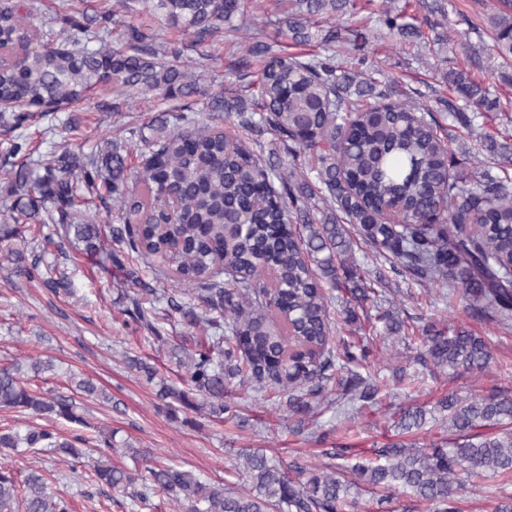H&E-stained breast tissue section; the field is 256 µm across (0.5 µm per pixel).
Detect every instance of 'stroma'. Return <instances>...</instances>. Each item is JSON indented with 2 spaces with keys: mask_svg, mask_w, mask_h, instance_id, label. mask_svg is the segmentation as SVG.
Instances as JSON below:
<instances>
[{
  "mask_svg": "<svg viewBox=\"0 0 512 512\" xmlns=\"http://www.w3.org/2000/svg\"><path fill=\"white\" fill-rule=\"evenodd\" d=\"M442 2L452 29L469 32L473 23L478 30L469 32L471 41L489 40L488 18L494 0ZM355 4L342 22L360 37L337 47L340 68L347 71L366 61L382 86L393 88L398 101L424 103L448 97L442 80L443 60L455 58L457 46L449 45L443 54L433 51L427 30L413 43L399 44L379 31L377 19L386 0H355ZM247 14V19L236 17L225 24L220 37L185 45L182 62L192 67L198 79L199 91L190 99L196 110L206 111L213 96L229 100L253 89L263 59H251L245 71L237 69L248 32L259 33L278 55L324 51L321 41L297 45L278 35L277 24L268 23L254 0H249ZM111 100V86H101L84 103L23 126L21 132L42 152L65 147L81 158L93 151L104 154L114 150L125 155L141 139L153 138L150 122L160 111L182 104L178 98L160 101L149 95L134 96L113 113L104 108ZM435 119L443 136L452 141L454 169L499 174L490 157L476 154L474 147L480 135L498 138L512 134V111L488 113L477 119L471 130L452 122L444 112L436 113ZM352 250L361 271L371 277L384 274L385 280L372 301L355 308L362 319L361 330L342 321L345 290H331V314L339 322V338L361 340L369 347L367 373L379 391L370 402L344 398L342 384L349 373L336 368L322 380L320 395L309 398L308 410L295 414L289 413L285 398L253 390H233L228 398L230 409L219 418L159 399L161 384L185 388V373L176 366L169 345L158 343L124 313L127 296L138 282L160 292L171 285L169 279L155 277L143 261L122 269L81 250L63 255L49 249L42 255L43 262L64 270L71 287L70 292L59 294L43 283L0 269V366L30 356L51 359L53 370L30 377V387L73 398L84 418L76 424L0 408V431L49 429L80 436L92 449L101 434L108 432L116 447L112 456L116 466L141 472L148 466L167 464L207 482H231L240 454L255 448L276 461L329 463L343 470L396 442L422 447L445 440L449 434L442 424V398L452 393L474 397L494 389L512 391V322L473 318L462 302L449 298L447 289L431 287L408 273L391 272L389 262L374 256L361 242H354ZM388 310L397 312L409 336L430 325L442 332L465 328L488 341L492 359L481 372L449 374L422 366L415 361V346L386 338L385 325L377 316ZM130 356L153 367L154 378L130 368L126 362ZM73 373L92 378L106 390L108 400L73 393L68 383ZM411 406L425 409V421L420 428L405 432L397 423ZM2 471L20 481L30 472H39L49 488L72 502L74 512H180L178 505L162 494L143 504L109 491L96 482L88 465L65 463L46 448L25 453L0 448ZM509 497L512 476L478 481L466 490L457 507L459 512H494L499 501Z\"/></svg>",
  "mask_w": 512,
  "mask_h": 512,
  "instance_id": "stroma-1",
  "label": "stroma"
}]
</instances>
